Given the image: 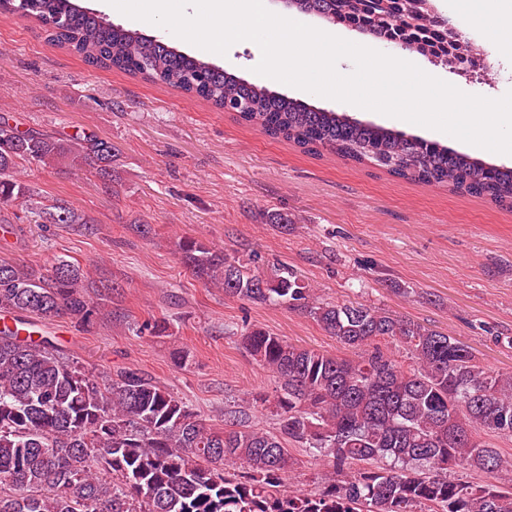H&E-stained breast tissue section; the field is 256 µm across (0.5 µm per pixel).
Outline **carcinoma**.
<instances>
[{
    "instance_id": "obj_1",
    "label": "carcinoma",
    "mask_w": 512,
    "mask_h": 512,
    "mask_svg": "<svg viewBox=\"0 0 512 512\" xmlns=\"http://www.w3.org/2000/svg\"><path fill=\"white\" fill-rule=\"evenodd\" d=\"M432 0H296V7L382 43L439 60L471 47L452 36ZM0 14L38 22L49 40L87 62L165 84L235 114L276 139L359 164L387 160L400 179L512 206V168L436 142L313 108L249 83L136 30L108 22L76 0H0ZM118 149L94 133L70 138L20 129L0 115V206L22 200L40 223L92 224L65 201H32L15 174L25 164L64 163L114 194ZM184 267L209 288L243 301L286 305L316 321L353 358L241 330L248 353L279 380L274 427L245 407L206 423L149 373L108 375L67 360L42 326L66 319L85 329L119 287L77 261L0 262V512H512V471L484 440L512 437V373L481 365L448 334L357 301L326 302L289 268L265 276L242 259L183 238ZM163 319L134 324L162 336ZM394 344L405 359L387 353ZM303 448L332 466L314 492L285 489ZM486 475L465 481L458 469Z\"/></svg>"
}]
</instances>
